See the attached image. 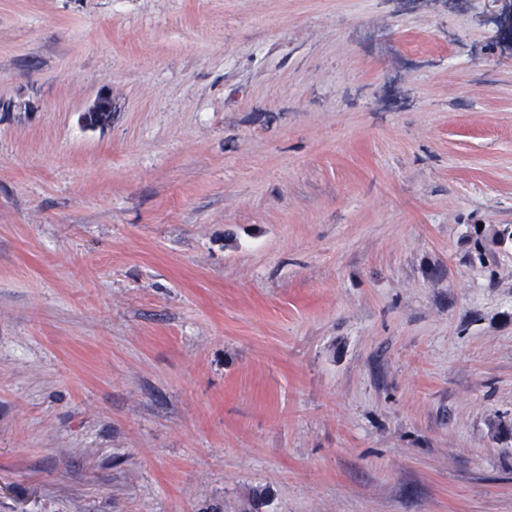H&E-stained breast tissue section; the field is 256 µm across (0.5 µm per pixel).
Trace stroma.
Returning <instances> with one entry per match:
<instances>
[{"instance_id":"1","label":"stroma","mask_w":512,"mask_h":512,"mask_svg":"<svg viewBox=\"0 0 512 512\" xmlns=\"http://www.w3.org/2000/svg\"><path fill=\"white\" fill-rule=\"evenodd\" d=\"M500 13L0 0V512H512Z\"/></svg>"}]
</instances>
